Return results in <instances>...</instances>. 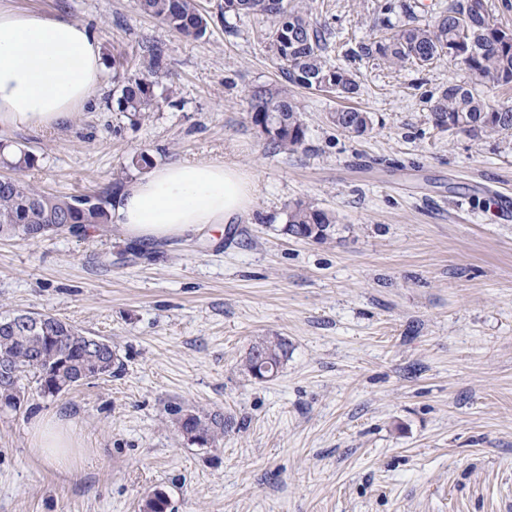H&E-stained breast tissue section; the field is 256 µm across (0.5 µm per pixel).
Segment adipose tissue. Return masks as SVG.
<instances>
[{"label": "adipose tissue", "instance_id": "obj_1", "mask_svg": "<svg viewBox=\"0 0 512 512\" xmlns=\"http://www.w3.org/2000/svg\"><path fill=\"white\" fill-rule=\"evenodd\" d=\"M101 46L87 29L64 17L23 13L0 0V127L49 128L70 117L96 90ZM254 187L233 164L175 162L128 183L113 215L123 236L142 242L172 240L246 218ZM69 425L39 418L32 451L64 465L73 447Z\"/></svg>", "mask_w": 512, "mask_h": 512}]
</instances>
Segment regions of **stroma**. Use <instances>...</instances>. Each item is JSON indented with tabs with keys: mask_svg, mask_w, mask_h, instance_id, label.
Masks as SVG:
<instances>
[{
	"mask_svg": "<svg viewBox=\"0 0 512 512\" xmlns=\"http://www.w3.org/2000/svg\"><path fill=\"white\" fill-rule=\"evenodd\" d=\"M324 28L329 65L353 97L288 85L269 22L196 0L209 34L188 40L135 0H12L62 15L101 42L94 94L65 124L0 128L37 157L25 178L72 195L122 190L172 162L248 173L249 220L142 245L115 224L85 235L0 239V317L53 314L107 340L111 375L55 396L25 381L0 410V512H140L163 490L169 512H512V132L437 128L429 101L465 83L454 61L392 67L368 47L382 22H434L448 0H292ZM161 46L169 90L133 122L116 109L113 58L138 66ZM288 89L305 139L273 150L250 117L255 90ZM367 112L361 134L332 122ZM331 212L326 242L284 233L288 209ZM279 336L288 359L250 378L252 343ZM235 419L213 447L188 444L173 406ZM70 423L69 471L30 451L39 417Z\"/></svg>",
	"mask_w": 512,
	"mask_h": 512,
	"instance_id": "stroma-1",
	"label": "stroma"
}]
</instances>
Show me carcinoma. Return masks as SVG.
<instances>
[{"label":"carcinoma","instance_id":"obj_1","mask_svg":"<svg viewBox=\"0 0 512 512\" xmlns=\"http://www.w3.org/2000/svg\"><path fill=\"white\" fill-rule=\"evenodd\" d=\"M137 9L165 24L183 38L199 40L209 33L210 22L195 0H136ZM224 12L253 15L271 21L270 45L288 64L287 81L298 87L354 94L357 83L347 70L327 64L323 29L312 25L300 9L285 0H224ZM373 42L375 53L395 66L407 63L428 66L448 56L471 74L494 85L512 84V30L500 27L488 10L487 0H450L448 11L428 26L405 25ZM113 79L121 82L117 110L139 118L161 107L158 78L168 72L163 49L154 46L142 57L141 70L127 74L120 58L112 60ZM252 122L263 129L279 151L302 145L305 128L296 102L288 90L268 95L254 92ZM434 125L473 137L512 131V106L493 108L471 87L449 83L431 99ZM336 127L354 133L365 132L370 118L365 112L344 109L332 115ZM36 156L26 148L0 139V238L36 240L57 232L84 234L108 223L113 191L97 196L48 192L22 178L34 167ZM285 233L322 242L336 232V217L325 210L298 203L288 210ZM88 337L54 315L35 323L28 314L0 318V409L17 410L25 402L19 385L31 376L44 395H57L81 385L96 375L112 374L115 354L108 343L91 351ZM288 359V342L275 336L254 343L248 350L244 370L254 379L264 376L265 366L276 371ZM178 431L190 445L208 448L224 436L230 420L219 413H185L171 409ZM142 512H167L166 493L148 494Z\"/></svg>","mask_w":512,"mask_h":512}]
</instances>
